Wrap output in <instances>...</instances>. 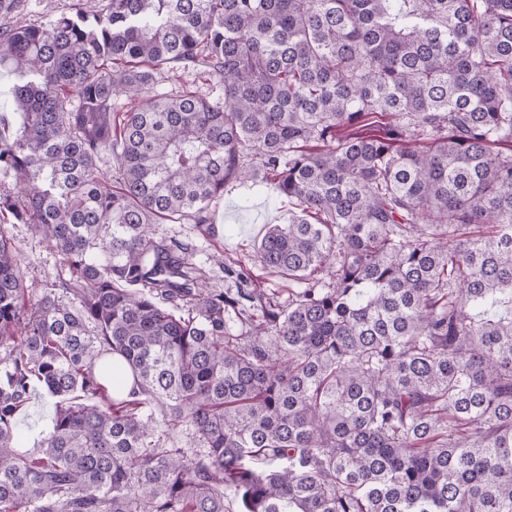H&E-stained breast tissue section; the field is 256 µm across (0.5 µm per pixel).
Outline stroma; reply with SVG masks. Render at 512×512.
Wrapping results in <instances>:
<instances>
[{
  "label": "stroma",
  "instance_id": "1",
  "mask_svg": "<svg viewBox=\"0 0 512 512\" xmlns=\"http://www.w3.org/2000/svg\"><path fill=\"white\" fill-rule=\"evenodd\" d=\"M76 3L90 13L102 7L101 0H19L13 12L0 13V24L44 23L71 13ZM287 211V200L273 187L233 180L225 186L223 197L210 208L209 221L218 226L217 236L203 234L189 218L177 224H156L152 230L156 237L176 239L191 246L192 260L208 287L217 290L236 287V271L245 270L250 273L255 287L283 302L288 298L289 283L259 264L256 246L269 225L285 223ZM7 233L20 249L25 288L30 295L40 296L56 281L62 268L60 256L46 248L30 225H8ZM52 416V402L43 395H36L20 422L29 453L40 454Z\"/></svg>",
  "mask_w": 512,
  "mask_h": 512
}]
</instances>
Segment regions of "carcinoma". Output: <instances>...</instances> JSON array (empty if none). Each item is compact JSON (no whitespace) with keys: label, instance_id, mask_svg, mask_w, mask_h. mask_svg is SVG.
<instances>
[{"label":"carcinoma","instance_id":"1","mask_svg":"<svg viewBox=\"0 0 512 512\" xmlns=\"http://www.w3.org/2000/svg\"><path fill=\"white\" fill-rule=\"evenodd\" d=\"M1 67L0 216L65 273L27 301L0 223V512H512V0H106L0 27ZM232 179L288 198L284 303L150 231L215 232ZM157 86L159 92L178 93L180 91H197L198 93L217 98L223 95L222 87L216 77L200 75L195 71L177 70L167 74ZM53 410L52 401L45 398L38 388L35 399L31 400L19 425L25 434L24 446L29 453L41 454V441L51 428Z\"/></svg>","mask_w":512,"mask_h":512}]
</instances>
